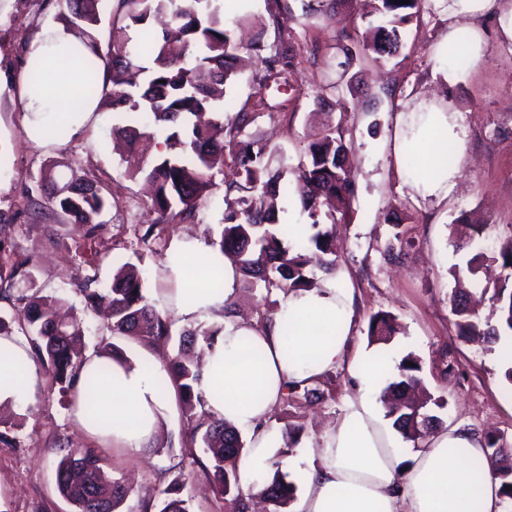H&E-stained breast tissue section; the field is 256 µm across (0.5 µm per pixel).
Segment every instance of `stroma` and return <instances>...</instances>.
<instances>
[{"label":"stroma","mask_w":512,"mask_h":512,"mask_svg":"<svg viewBox=\"0 0 512 512\" xmlns=\"http://www.w3.org/2000/svg\"><path fill=\"white\" fill-rule=\"evenodd\" d=\"M365 0H344L327 18L309 17L304 0H290L295 19L285 32L301 58L289 86L261 87L253 77L260 65L246 56L238 67L226 99L232 111L256 113L248 127L249 140L282 150L289 165H297L304 149L323 126L341 128L350 147L348 163L354 196L336 225L338 268L336 285L355 298L354 348L398 362L408 352L422 361L421 376L441 402L436 414L443 426L459 423L478 433L493 432L512 443V384L496 351L458 336L449 298L454 280L450 267L462 263L450 237V224L468 211L491 228L492 235L512 234V45L501 43L494 20H486L485 60L460 70L454 82L436 62L431 48L448 29L443 0H433L428 12L406 26L405 46L398 58L375 63L362 51L364 28L357 18ZM59 0H0V211L13 217L5 235L12 258L31 259L30 269L41 294L63 298L83 323L87 351L112 341L136 356L146 350L134 337H111L101 318L86 312L82 296L72 285L80 272L75 245L84 230L37 217L32 204L40 200L41 172L52 167L63 177H98L117 204L103 215L106 231L99 249L104 259L97 270L101 285L125 262L140 261L145 292L158 298L164 288L160 271L174 236L201 239L219 236L225 205L223 189L210 195L196 224L156 225L157 240L145 246L138 228L155 224L154 213L142 202V186L131 179L111 130L118 115L95 107L82 129L61 142L35 143L27 135L29 114L21 98L28 47L46 27L57 22ZM346 30L345 49L336 33ZM444 96L461 113L468 129L461 178L447 200L430 208L408 193L393 162L395 115L401 106L422 95ZM329 104L316 106V96ZM396 209L400 226L384 223ZM389 312L403 332L387 345L368 342L371 314ZM178 339L150 350L155 358L175 354ZM453 367L442 376L443 364ZM354 392L346 370L336 371L321 403L280 401L271 421L277 429H301L293 455L314 444L342 413ZM29 411H0V431L15 438L16 447L0 444V512H73L56 490L58 444L86 446L90 440L61 406L57 395L35 392ZM194 424L178 396H170L161 423L157 452L134 454L113 447L104 463L113 478H124L137 490L128 499L130 512H158L141 494L160 493L171 482L170 465L186 456Z\"/></svg>","instance_id":"35a3bbf8"}]
</instances>
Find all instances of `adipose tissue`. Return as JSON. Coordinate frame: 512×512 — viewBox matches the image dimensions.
Wrapping results in <instances>:
<instances>
[{"instance_id": "ef3b65f1", "label": "adipose tissue", "mask_w": 512, "mask_h": 512, "mask_svg": "<svg viewBox=\"0 0 512 512\" xmlns=\"http://www.w3.org/2000/svg\"><path fill=\"white\" fill-rule=\"evenodd\" d=\"M498 20V36L512 43V0H448V30L432 48L442 62L455 57L477 66L484 56V19ZM72 40L63 25L45 28L28 48L43 58L48 79L25 87L30 114L28 133L41 139L46 128L70 111L75 127L94 111L91 100L66 102V76L55 66ZM393 152L403 183L424 202L445 201L461 173L467 128L451 101L421 97L396 115ZM223 285L208 287V276ZM164 298L184 321L209 318L223 329L207 346L197 392L207 414L230 422L248 438L238 462L244 490L262 485L269 459L281 438L269 418L287 384L347 367L355 394L336 422L304 458H286L284 468L302 484L296 512H502L499 481L485 466L481 438L465 424L439 431L425 440L409 466L384 421L378 382L362 355H350L354 315L350 292L327 279L314 288L288 293L264 325L229 315L225 305L239 291L238 267L196 237L174 240L163 269ZM19 336H0V406L22 408L41 373ZM103 373L100 406L104 425L89 423L82 411L73 419L85 436L113 441L130 452L146 449L157 433L166 400L156 388L161 364L142 355L127 361L104 353L86 355L81 376ZM482 464L479 487L468 473Z\"/></svg>"}]
</instances>
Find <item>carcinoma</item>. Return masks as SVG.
<instances>
[{"label": "carcinoma", "mask_w": 512, "mask_h": 512, "mask_svg": "<svg viewBox=\"0 0 512 512\" xmlns=\"http://www.w3.org/2000/svg\"><path fill=\"white\" fill-rule=\"evenodd\" d=\"M277 37L273 45L261 33L247 47L237 42L224 24V4L220 0H118L113 21L128 29H146L151 17L166 13L170 25L162 36L145 35L137 47L129 42L114 43L102 51L92 31L100 23V0H61L62 17L76 44L69 47L81 63L78 87L88 99L100 98L112 110L131 117L129 123L112 127V137L126 144L127 173L141 176L152 184L148 208L157 215L140 240L149 245L158 224L198 222L203 202L218 186H224V213L219 249L239 265L242 275L253 286L284 294L317 286L313 269L328 274L336 270L332 248L336 213H345L354 188L344 167L347 145L342 133L324 129L304 151V159L294 168L276 150L259 145L241 150L237 139L255 121L251 112H228L224 99L233 82L235 62L247 49L261 58L262 67L254 77L259 86L288 81L295 67L297 51L282 32L281 18L293 20L288 0H267ZM427 0H375L373 10L360 14L365 24L363 48L381 59L398 55L403 46L400 27L420 15ZM149 59L146 67L136 56ZM291 174L300 193L303 211L311 223L306 227L278 222L277 199L282 181ZM51 186L47 200L60 224L87 226L85 243L77 246L82 264L94 268L102 261L92 243L101 236L105 223L101 216L109 205L102 182L96 178L73 179L60 183L49 170L40 179ZM452 239L457 252H466V270L454 266L451 312L457 335L481 336L494 345L501 336L512 333V235L490 239L486 224H471L465 214L456 218ZM496 261L501 277L492 292L496 322L481 317L468 303L469 281L463 275L476 274L487 258ZM18 267L0 265V301L11 306L10 318L0 315V335L18 329L27 339L32 358L41 369L48 390H58L60 402L70 407L76 396L79 369L83 360L81 320L56 315L62 299L44 296L17 287ZM87 306L103 307L109 313L108 331L113 336H136L150 345L166 344L172 336L169 314L158 310L144 293L142 270L127 262L112 275L107 287L98 276L85 274L75 283ZM397 332L388 313L370 317L368 336L387 343ZM218 330L183 329L178 354L166 365V376L157 382L161 394L175 389L189 411L201 403L195 384L201 375L197 358ZM400 381L388 386L391 401L388 415L393 426L407 441L416 442L435 429L440 419L430 413L432 401L422 388L419 357L409 352L395 365ZM330 374L287 386L307 403L325 398L321 388ZM97 379L84 383L89 415L99 417ZM202 433L203 453L210 465H202L212 483L224 495L227 512H249L251 496L243 494L237 462L244 443L224 418L205 415L196 420L190 441ZM487 461L500 480L502 503L512 506V445L500 437L483 439ZM101 450L92 447L67 448L56 465L59 493L76 512H120L134 493L124 482L108 478L103 470ZM259 495L281 512L294 499L296 487L286 480L279 462ZM177 475L163 490L166 498L159 512H189L188 500L179 497L190 478L183 462L174 465Z\"/></svg>", "instance_id": "cac0c4a2"}]
</instances>
